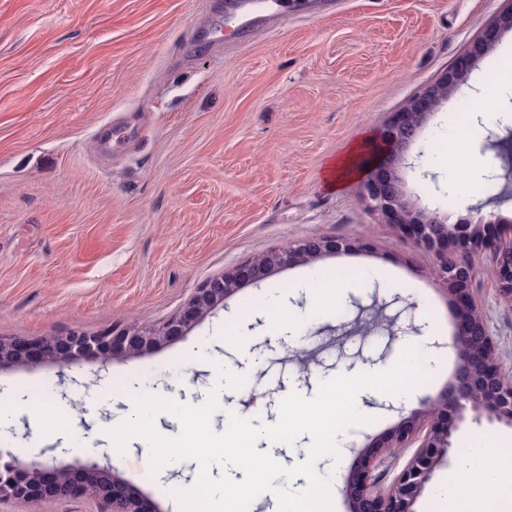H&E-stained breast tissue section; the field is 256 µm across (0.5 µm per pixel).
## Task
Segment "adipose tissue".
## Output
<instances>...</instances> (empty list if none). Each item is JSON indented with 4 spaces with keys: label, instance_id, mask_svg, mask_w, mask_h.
<instances>
[{
    "label": "adipose tissue",
    "instance_id": "obj_1",
    "mask_svg": "<svg viewBox=\"0 0 512 512\" xmlns=\"http://www.w3.org/2000/svg\"><path fill=\"white\" fill-rule=\"evenodd\" d=\"M456 481L436 487L428 512H485L494 502L495 512H512V445L493 438L474 442L461 456ZM334 480L301 474L295 487L280 497L277 512H333Z\"/></svg>",
    "mask_w": 512,
    "mask_h": 512
}]
</instances>
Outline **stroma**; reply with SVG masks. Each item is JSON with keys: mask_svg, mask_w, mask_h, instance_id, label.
I'll return each mask as SVG.
<instances>
[{"mask_svg": "<svg viewBox=\"0 0 512 512\" xmlns=\"http://www.w3.org/2000/svg\"><path fill=\"white\" fill-rule=\"evenodd\" d=\"M312 16L224 54L195 55L192 37L210 0H0V339L157 328L199 288L270 250L311 237L356 240L357 249L272 269L245 282L184 337L101 364L41 361L0 371V398L15 417L0 428V452L23 461L49 448L32 435L45 398L66 453L58 465H112L156 512H176L169 484H190L196 464L151 472L131 439L115 453L109 429L133 408L128 383L202 404L260 409L267 423L291 390L314 397L322 381L351 375L363 358L395 362L402 338L391 325L412 306L425 335L449 341L454 315L431 254L360 195V180L329 189L327 166L351 145L378 140L390 116L433 82L512 0H335ZM512 31L480 60L461 90L423 124L401 169L411 200L437 207L452 184L433 151L457 124L462 95L499 92L471 122L468 153L487 130L512 129ZM474 296L512 373V306L498 298L491 262L477 256ZM378 270L351 282L332 305L309 288L337 264ZM266 296L269 308L252 301ZM315 309L298 327L289 318ZM207 342L209 355L187 350ZM249 388L218 387V366ZM357 436H384L401 413L380 409ZM82 419L67 421V409ZM212 419L223 432L224 415ZM94 498L0 499V512H104Z\"/></svg>", "mask_w": 512, "mask_h": 512, "instance_id": "35a3bbf8", "label": "stroma"}]
</instances>
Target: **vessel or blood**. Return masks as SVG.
I'll return each mask as SVG.
<instances>
[{"label": "vessel or blood", "mask_w": 512, "mask_h": 512, "mask_svg": "<svg viewBox=\"0 0 512 512\" xmlns=\"http://www.w3.org/2000/svg\"><path fill=\"white\" fill-rule=\"evenodd\" d=\"M287 8V0H213L210 21L196 36L209 49L219 45L218 34L226 29L242 40L274 27Z\"/></svg>", "instance_id": "obj_1"}]
</instances>
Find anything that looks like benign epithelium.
Returning a JSON list of instances; mask_svg holds the SVG:
<instances>
[{"label":"benign epithelium","mask_w":512,"mask_h":512,"mask_svg":"<svg viewBox=\"0 0 512 512\" xmlns=\"http://www.w3.org/2000/svg\"><path fill=\"white\" fill-rule=\"evenodd\" d=\"M504 31H512V10L500 16L448 70L391 117L382 130L383 149L362 184V196L373 211L411 235L419 248L434 255L433 269L448 285L457 325L451 342L436 340L431 347L453 349L457 369L454 381L437 397L421 399L420 407L402 418L384 437L367 436L362 444H347L353 461L343 477L342 494L350 503L351 512H415L414 505L433 472L459 453L452 436L466 420L467 412L473 413L476 423L485 418L512 427V375L505 374L500 367L497 344L472 294L473 256L486 252L497 273L498 295L503 302L512 304V239L504 242L499 239V230L491 228L493 224H511L512 217L484 215L482 208L476 206L450 224L448 215L438 209L416 206L399 175L401 165L414 167L407 162L405 152L416 142L427 117L458 88ZM354 247L356 244L346 240L319 237L271 250L208 281L182 314L157 329L128 327L92 335L75 331L68 336L0 341V370L24 362L31 351L62 367L88 356L106 363L136 355L183 337L243 281L256 282L275 267L307 263L325 253ZM413 444L416 449L409 460L399 472H394L401 451ZM389 475L392 480L386 484L384 480ZM38 494L99 499L106 504L107 512H152L143 498L112 475L109 465H95L75 474L57 466L53 458L25 465L11 454L0 453V498L26 503Z\"/></svg>","instance_id":"obj_1"}]
</instances>
